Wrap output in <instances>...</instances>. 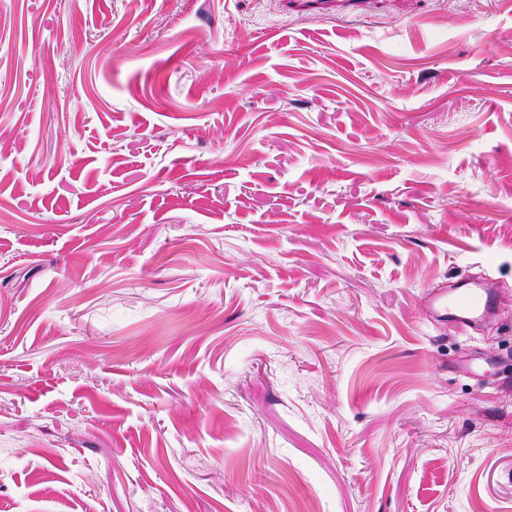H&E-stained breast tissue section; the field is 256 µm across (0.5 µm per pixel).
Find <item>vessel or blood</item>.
<instances>
[{"instance_id":"vessel-or-blood-1","label":"vessel or blood","mask_w":512,"mask_h":512,"mask_svg":"<svg viewBox=\"0 0 512 512\" xmlns=\"http://www.w3.org/2000/svg\"><path fill=\"white\" fill-rule=\"evenodd\" d=\"M501 297L495 288L465 282L447 292L430 295L428 304L449 327H465L485 319L497 309Z\"/></svg>"}]
</instances>
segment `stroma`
<instances>
[{
    "mask_svg": "<svg viewBox=\"0 0 512 512\" xmlns=\"http://www.w3.org/2000/svg\"><path fill=\"white\" fill-rule=\"evenodd\" d=\"M0 512H512V0H0ZM501 297L486 284L464 282L446 291L432 293L428 305L448 328L465 327L485 319L497 309Z\"/></svg>",
    "mask_w": 512,
    "mask_h": 512,
    "instance_id": "stroma-1",
    "label": "stroma"
}]
</instances>
